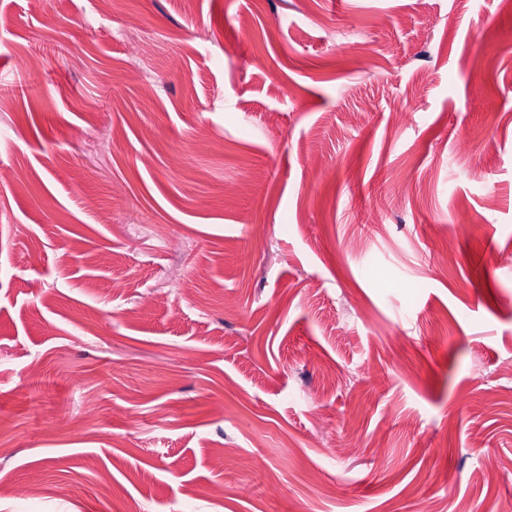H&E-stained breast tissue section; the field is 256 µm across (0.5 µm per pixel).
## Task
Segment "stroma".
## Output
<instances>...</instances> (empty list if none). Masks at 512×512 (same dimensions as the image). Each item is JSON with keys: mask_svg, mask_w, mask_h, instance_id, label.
I'll list each match as a JSON object with an SVG mask.
<instances>
[{"mask_svg": "<svg viewBox=\"0 0 512 512\" xmlns=\"http://www.w3.org/2000/svg\"><path fill=\"white\" fill-rule=\"evenodd\" d=\"M0 95V512H512V0H0Z\"/></svg>", "mask_w": 512, "mask_h": 512, "instance_id": "35a3bbf8", "label": "stroma"}]
</instances>
